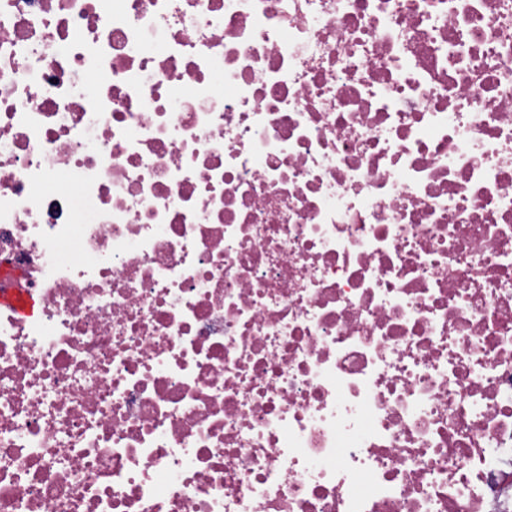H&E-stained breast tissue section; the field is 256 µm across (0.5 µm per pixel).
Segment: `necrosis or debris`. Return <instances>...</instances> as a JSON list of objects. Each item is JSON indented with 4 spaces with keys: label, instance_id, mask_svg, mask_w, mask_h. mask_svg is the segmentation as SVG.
Instances as JSON below:
<instances>
[{
    "label": "necrosis or debris",
    "instance_id": "necrosis-or-debris-1",
    "mask_svg": "<svg viewBox=\"0 0 512 512\" xmlns=\"http://www.w3.org/2000/svg\"><path fill=\"white\" fill-rule=\"evenodd\" d=\"M0 512H512V0H0ZM0 306L10 309L22 319L33 318L39 311L37 300L27 296L21 288H11L3 292L0 287Z\"/></svg>",
    "mask_w": 512,
    "mask_h": 512
}]
</instances>
